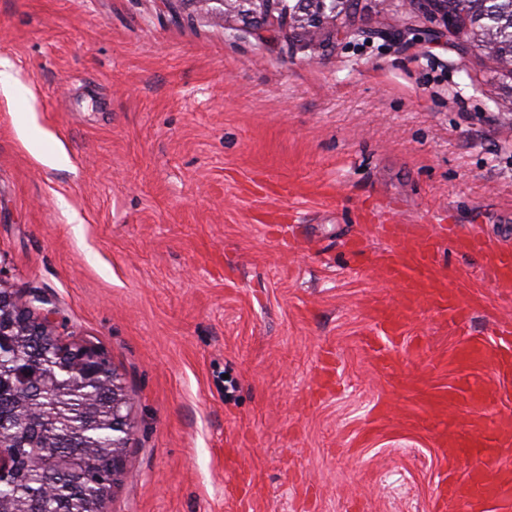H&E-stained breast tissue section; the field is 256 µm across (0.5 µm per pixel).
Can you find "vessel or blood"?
<instances>
[{
    "instance_id": "1",
    "label": "vessel or blood",
    "mask_w": 512,
    "mask_h": 512,
    "mask_svg": "<svg viewBox=\"0 0 512 512\" xmlns=\"http://www.w3.org/2000/svg\"><path fill=\"white\" fill-rule=\"evenodd\" d=\"M387 235L395 245L379 257L376 267L381 279L401 288L403 298L373 313L379 331L367 345L383 364L392 357L388 340L402 334L406 320L416 309L426 305L459 319L469 307L460 290L449 288L434 238L421 233L404 235L396 224L388 225ZM453 245L459 252L479 256L494 287L512 288V248L467 234L456 236ZM460 354L467 365L488 366L498 377L512 378V336L494 345L485 337H473ZM415 392L421 416L447 412L456 399L455 392L432 391L422 385L416 386ZM434 445L443 466L433 498L434 512H447L451 507L456 512H490L494 507L499 512H512V477L495 481L487 478L491 466L502 465L512 457L511 428L489 427L479 417L471 422L467 435L439 431Z\"/></svg>"
}]
</instances>
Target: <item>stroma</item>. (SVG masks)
<instances>
[{
  "mask_svg": "<svg viewBox=\"0 0 512 512\" xmlns=\"http://www.w3.org/2000/svg\"><path fill=\"white\" fill-rule=\"evenodd\" d=\"M432 30L409 0H360L313 55L177 0H0V59L30 91L0 95V280L125 387L104 512H432L410 381L457 390L469 425L455 354L512 321V288L448 243L512 225V96ZM386 220L436 237L471 310L418 309L384 369L365 341L400 300L373 266Z\"/></svg>",
  "mask_w": 512,
  "mask_h": 512,
  "instance_id": "35a3bbf8",
  "label": "stroma"
}]
</instances>
